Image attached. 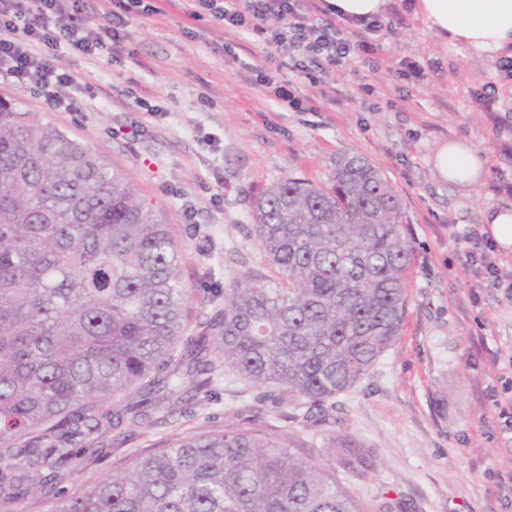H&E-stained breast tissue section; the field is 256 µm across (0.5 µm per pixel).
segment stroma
I'll list each match as a JSON object with an SVG mask.
<instances>
[{
    "instance_id": "stroma-1",
    "label": "stroma",
    "mask_w": 512,
    "mask_h": 512,
    "mask_svg": "<svg viewBox=\"0 0 512 512\" xmlns=\"http://www.w3.org/2000/svg\"><path fill=\"white\" fill-rule=\"evenodd\" d=\"M379 20L377 30H349L373 53L321 72L314 86L244 29L207 14L189 19L174 5L131 18L115 60L56 52L52 65L91 87L87 94L60 87L69 109L0 77V99L115 163L160 211L183 250L180 274L194 312L223 308L225 288L243 275L276 282L253 232L254 199L291 174L327 181L345 153L363 155L391 182L413 253L397 340L333 399L329 420L316 406L300 418L294 403L223 369L209 391L184 384L172 399L146 405L142 420L125 417L86 437L81 446L96 463L72 462L66 489L172 437L247 427L324 464L333 435L374 449L376 473H336L364 512H512V434L498 418L512 380V253L484 224L487 207L512 209V71L446 45L412 10ZM264 56L276 80L300 91L301 109L260 86L255 64ZM414 66L425 80H413ZM488 84L498 92L492 108L480 98ZM451 143L480 157L475 183L440 174L438 157ZM481 254L497 279L473 264Z\"/></svg>"
}]
</instances>
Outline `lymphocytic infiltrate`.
I'll return each mask as SVG.
<instances>
[{"label": "lymphocytic infiltrate", "instance_id": "f902f5d3", "mask_svg": "<svg viewBox=\"0 0 512 512\" xmlns=\"http://www.w3.org/2000/svg\"><path fill=\"white\" fill-rule=\"evenodd\" d=\"M112 24L103 36L85 34L86 0H0V76L20 88L35 86L45 100L57 103V90L71 83V75L57 73L47 61L49 51L68 45L89 57L111 54L121 41L120 32L131 15L164 13L168 0H103ZM325 0H308L304 12H296L293 0H182L190 18L209 13L216 20L244 28L284 47L294 70L316 82L326 68L346 67L357 47L342 28L323 19ZM290 17L279 31H269L272 16Z\"/></svg>", "mask_w": 512, "mask_h": 512}]
</instances>
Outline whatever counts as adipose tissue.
Returning <instances> with one entry per match:
<instances>
[{"label":"adipose tissue","mask_w":512,"mask_h":512,"mask_svg":"<svg viewBox=\"0 0 512 512\" xmlns=\"http://www.w3.org/2000/svg\"><path fill=\"white\" fill-rule=\"evenodd\" d=\"M413 13L447 43L512 57V0H416Z\"/></svg>","instance_id":"1"}]
</instances>
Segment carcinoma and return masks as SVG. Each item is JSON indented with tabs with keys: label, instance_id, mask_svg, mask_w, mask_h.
I'll list each match as a JSON object with an SVG mask.
<instances>
[{
	"label": "carcinoma",
	"instance_id": "carcinoma-1",
	"mask_svg": "<svg viewBox=\"0 0 512 512\" xmlns=\"http://www.w3.org/2000/svg\"><path fill=\"white\" fill-rule=\"evenodd\" d=\"M279 283L244 276L189 324L168 224L120 168L0 101V504L54 489L77 439L136 390L209 386L226 366L267 395L319 406L396 341L412 250L400 200L360 154L324 185L291 175L253 204ZM341 467L375 457L333 438ZM52 512H363L336 467L248 429L176 437L58 497Z\"/></svg>",
	"mask_w": 512,
	"mask_h": 512
}]
</instances>
